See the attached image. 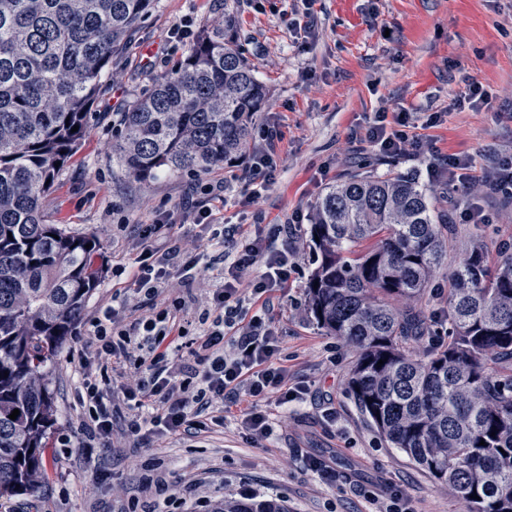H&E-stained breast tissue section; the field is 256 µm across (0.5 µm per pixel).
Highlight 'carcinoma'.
Returning <instances> with one entry per match:
<instances>
[{
  "label": "carcinoma",
  "instance_id": "carcinoma-1",
  "mask_svg": "<svg viewBox=\"0 0 512 512\" xmlns=\"http://www.w3.org/2000/svg\"><path fill=\"white\" fill-rule=\"evenodd\" d=\"M152 3L0 0V499L32 496L44 477L50 369L98 283L97 239L48 223L43 202L89 132L102 77ZM265 104L226 6L224 21L124 112L112 156L143 185L161 171L204 173L247 151ZM309 234L307 309L355 351L357 410L468 512H512V245L472 240L448 268L436 323L419 302L455 227L418 180L355 171L317 201ZM445 325L447 342L409 352ZM216 512L288 508L230 498Z\"/></svg>",
  "mask_w": 512,
  "mask_h": 512
}]
</instances>
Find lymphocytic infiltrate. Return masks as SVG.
Listing matches in <instances>:
<instances>
[{"label":"lymphocytic infiltrate","instance_id":"lymphocytic-infiltrate-1","mask_svg":"<svg viewBox=\"0 0 512 512\" xmlns=\"http://www.w3.org/2000/svg\"><path fill=\"white\" fill-rule=\"evenodd\" d=\"M415 123L418 121L412 112L384 107L365 125L354 128L350 138L367 142L383 156L429 157L428 180L452 199L457 223H487L486 213L465 189L477 179L490 193L512 196V160H502L493 171H477L470 155L436 153L430 141L413 135ZM259 136L264 149L251 153L239 173L246 183L244 201L252 206L275 180L273 156L282 140L279 122L265 120ZM185 217L186 211L180 206L158 213L152 223L142 225L132 245L138 260L133 293L148 305V312L130 326L118 328L114 322L119 311L109 305L102 317L91 323L89 335L98 348L93 362L83 365L81 398V426L90 440L112 437L113 414L107 401L112 394L115 362L132 353L144 375L137 389L126 392L136 408L127 423L128 432L134 435L149 427L166 435L204 430L206 410L224 409L244 394L252 403L241 414L240 424L250 440L259 443L272 433V423L260 407L262 400L273 397L284 405L304 399V386L288 384V368L278 360L282 338L270 319L272 294L286 286L293 271L295 226L302 222V214H295L292 224H277L269 231L258 229L245 236L237 235L235 227L225 226L224 272L210 295L216 317L188 380L168 366L185 302L174 297L165 299L164 307L156 305L158 298H164L173 274H180L185 284L195 277L196 258L165 240L167 231Z\"/></svg>","mask_w":512,"mask_h":512}]
</instances>
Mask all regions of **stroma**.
<instances>
[{"instance_id":"obj_1","label":"stroma","mask_w":512,"mask_h":512,"mask_svg":"<svg viewBox=\"0 0 512 512\" xmlns=\"http://www.w3.org/2000/svg\"><path fill=\"white\" fill-rule=\"evenodd\" d=\"M224 8V0H154L101 82L88 136L44 200L49 223L97 238L100 280L51 368L55 424L43 454L45 480L36 496L0 500V512H213L245 488L283 500L288 512H379L392 489L401 490L415 512H466L448 484L389 447L357 412L348 387L354 352L326 335L307 311L313 265L305 223L297 227L296 270L275 292L271 317L283 338L280 358L288 377L305 385L308 395L287 408L263 402L273 422L269 439L253 443L241 429L237 417L250 403L246 396L223 422L202 431L128 434L124 390L140 379L133 369L114 385L111 443L86 442L80 430L81 363L91 357L88 325L104 305L129 293L137 269L130 237L153 211L182 204L198 183H217L225 175L218 165L201 174L161 173L146 185L128 179L112 157L120 116L184 58L187 44L166 42L167 30L177 23L201 33ZM232 8L248 61L266 89L265 111L276 115L284 138L274 158L276 181L260 207L241 205L244 185L233 183L225 200L209 204L212 230L289 223L296 212L312 213L330 186L359 167L426 182L427 159L380 156L351 142L352 128L384 106L441 113L438 126L417 130L440 153L472 155L488 171L512 158V0H316L318 35L305 48L287 26L289 19H302V0H262L257 8L234 0ZM468 76L492 93V111L456 106ZM467 192L489 221L459 225L448 246L452 261L475 232L512 242V199L475 182ZM199 265L202 278L182 293L183 360L205 339L218 250ZM312 455L351 476V483H323L307 466ZM148 475L170 485L173 497L145 493Z\"/></svg>"}]
</instances>
